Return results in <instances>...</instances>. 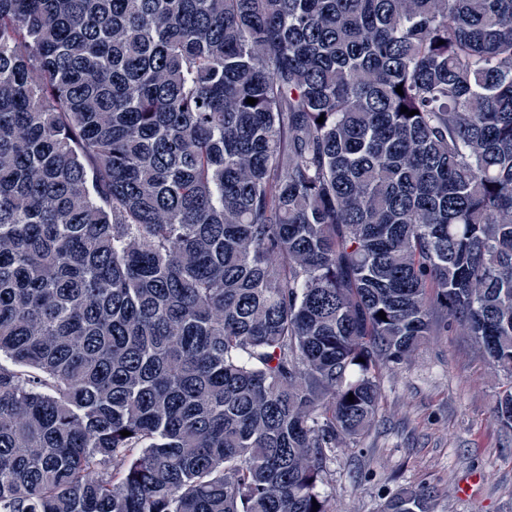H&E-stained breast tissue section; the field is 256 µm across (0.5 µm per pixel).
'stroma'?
<instances>
[{
  "instance_id": "1",
  "label": "stroma",
  "mask_w": 512,
  "mask_h": 512,
  "mask_svg": "<svg viewBox=\"0 0 512 512\" xmlns=\"http://www.w3.org/2000/svg\"><path fill=\"white\" fill-rule=\"evenodd\" d=\"M512 380L461 327L384 371L372 431L335 450L323 490L336 512H380L400 486L432 488L431 512H512V429L496 398Z\"/></svg>"
}]
</instances>
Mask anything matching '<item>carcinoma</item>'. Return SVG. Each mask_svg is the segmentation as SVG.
Segmentation results:
<instances>
[{
	"mask_svg": "<svg viewBox=\"0 0 512 512\" xmlns=\"http://www.w3.org/2000/svg\"><path fill=\"white\" fill-rule=\"evenodd\" d=\"M450 322L512 379V0H0V512H336Z\"/></svg>",
	"mask_w": 512,
	"mask_h": 512,
	"instance_id": "1",
	"label": "carcinoma"
}]
</instances>
